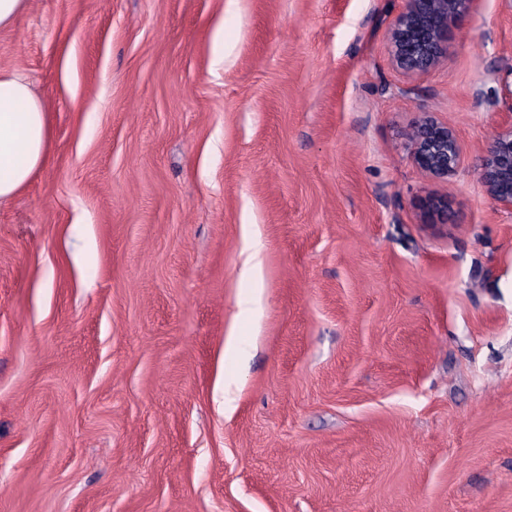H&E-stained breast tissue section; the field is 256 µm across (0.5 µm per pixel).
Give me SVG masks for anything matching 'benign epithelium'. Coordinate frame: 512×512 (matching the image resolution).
<instances>
[{"label":"benign epithelium","instance_id":"benign-epithelium-1","mask_svg":"<svg viewBox=\"0 0 512 512\" xmlns=\"http://www.w3.org/2000/svg\"><path fill=\"white\" fill-rule=\"evenodd\" d=\"M474 2L405 0L388 33L394 67L413 77L440 65L448 54L453 24L470 12ZM409 139L410 158L425 176L446 181L455 174L460 147L448 124L424 113L414 122ZM475 175L495 202L512 210V123L493 135ZM423 208L433 216H445L448 202L442 197H430Z\"/></svg>","mask_w":512,"mask_h":512}]
</instances>
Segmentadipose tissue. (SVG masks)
Wrapping results in <instances>:
<instances>
[{
    "label": "adipose tissue",
    "mask_w": 512,
    "mask_h": 512,
    "mask_svg": "<svg viewBox=\"0 0 512 512\" xmlns=\"http://www.w3.org/2000/svg\"><path fill=\"white\" fill-rule=\"evenodd\" d=\"M44 103L20 75L0 71V200L22 190L48 159Z\"/></svg>",
    "instance_id": "adipose-tissue-1"
}]
</instances>
